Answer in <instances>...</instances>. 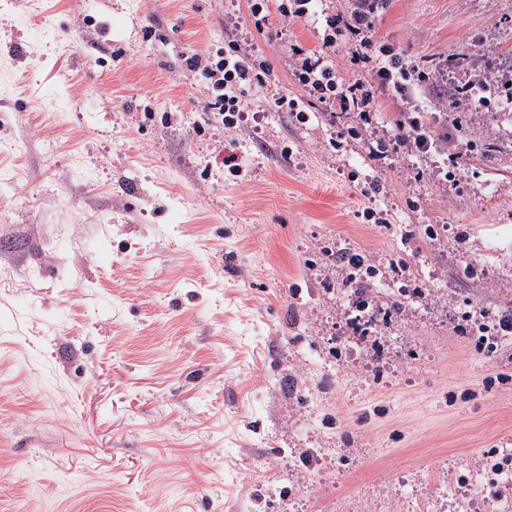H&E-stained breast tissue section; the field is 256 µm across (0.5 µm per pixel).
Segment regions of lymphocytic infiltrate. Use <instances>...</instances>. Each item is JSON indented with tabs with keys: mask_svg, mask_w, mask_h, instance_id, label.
Segmentation results:
<instances>
[{
	"mask_svg": "<svg viewBox=\"0 0 512 512\" xmlns=\"http://www.w3.org/2000/svg\"><path fill=\"white\" fill-rule=\"evenodd\" d=\"M270 0H252L249 10L256 30L268 27L272 12L282 21L314 20L324 33L317 48L297 50L295 77L310 97L340 113L357 116L356 125L337 131L333 147L346 138L363 139L371 159L410 154L423 159L441 153L445 145L437 138L427 119L429 107L448 70L447 60L427 67L396 52L388 44L375 42L372 33L389 0H351L348 14H329L319 9L318 0H292L291 6L271 10ZM346 37L349 61L361 68L362 79L347 82L336 67V40ZM250 53L237 43H229L219 58L195 54L187 58L190 71L210 84L209 109L219 112L225 125H234L244 110L245 98L255 84H265L267 68L250 66ZM387 97L400 107L390 135L368 137L366 127L373 122L379 97Z\"/></svg>",
	"mask_w": 512,
	"mask_h": 512,
	"instance_id": "1",
	"label": "lymphocytic infiltrate"
}]
</instances>
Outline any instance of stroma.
Wrapping results in <instances>:
<instances>
[{"mask_svg":"<svg viewBox=\"0 0 512 512\" xmlns=\"http://www.w3.org/2000/svg\"><path fill=\"white\" fill-rule=\"evenodd\" d=\"M373 37L512 76V0H392ZM232 40L271 79L230 128L185 59ZM319 42L248 0H0V512H512V344L457 330L512 306V112L437 111L427 160L333 149L351 117L292 69ZM349 250L376 353L339 342Z\"/></svg>","mask_w":512,"mask_h":512,"instance_id":"stroma-1","label":"stroma"}]
</instances>
